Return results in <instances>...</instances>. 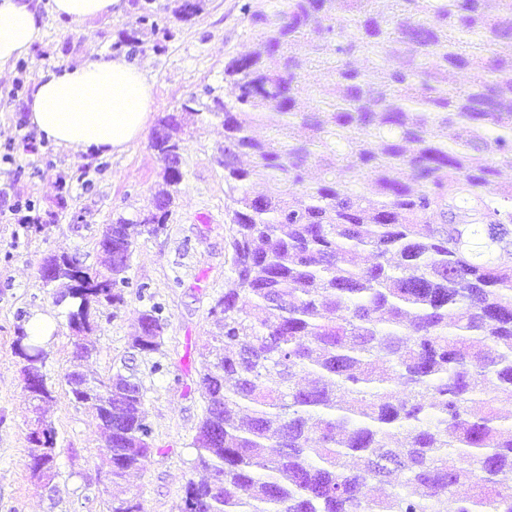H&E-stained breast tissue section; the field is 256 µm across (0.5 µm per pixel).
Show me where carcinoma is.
<instances>
[{
    "instance_id": "obj_1",
    "label": "carcinoma",
    "mask_w": 512,
    "mask_h": 512,
    "mask_svg": "<svg viewBox=\"0 0 512 512\" xmlns=\"http://www.w3.org/2000/svg\"><path fill=\"white\" fill-rule=\"evenodd\" d=\"M178 0L188 21L202 0ZM254 31L231 58L229 103L207 88L158 118L162 157L191 116L221 120L230 193L227 288L200 352L202 416L181 512H512V0H286L243 5ZM143 8L138 24L166 30ZM364 59L366 68L355 65ZM469 74L466 84L448 73ZM302 125L307 137L294 140ZM263 125V139L252 135ZM263 194L241 190L251 177ZM184 173L164 168L150 210L105 225V270L44 258L64 282L76 339L103 303L147 285L127 276L136 238L163 231ZM471 195L490 224H450ZM164 307L131 336L159 351ZM24 335L23 375L46 402L44 347ZM112 423V479L151 454L144 394L120 373L86 380ZM29 469L51 480L55 431L29 438ZM395 487L380 496L369 486ZM471 493L460 497L458 490ZM110 512H143L140 495Z\"/></svg>"
}]
</instances>
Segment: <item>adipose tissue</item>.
Here are the masks:
<instances>
[{
  "mask_svg": "<svg viewBox=\"0 0 512 512\" xmlns=\"http://www.w3.org/2000/svg\"><path fill=\"white\" fill-rule=\"evenodd\" d=\"M58 18L80 22L114 16L122 0H50ZM39 0H0V68L27 55L43 35ZM152 85L144 69L123 56L102 55L77 66L39 71L29 121L56 145L109 154L145 132Z\"/></svg>",
  "mask_w": 512,
  "mask_h": 512,
  "instance_id": "adipose-tissue-1",
  "label": "adipose tissue"
}]
</instances>
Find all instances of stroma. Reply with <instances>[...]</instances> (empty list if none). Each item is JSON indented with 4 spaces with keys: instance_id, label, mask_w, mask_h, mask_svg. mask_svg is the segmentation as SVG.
Listing matches in <instances>:
<instances>
[{
    "instance_id": "obj_1",
    "label": "stroma",
    "mask_w": 512,
    "mask_h": 512,
    "mask_svg": "<svg viewBox=\"0 0 512 512\" xmlns=\"http://www.w3.org/2000/svg\"><path fill=\"white\" fill-rule=\"evenodd\" d=\"M243 2L205 0L201 13L183 22L172 14L174 0H153L171 31L161 53L153 49V33L138 29L132 0H123L120 15L85 22L47 12L41 44L0 69V512H108L112 499L134 493L145 512H180L185 483L196 475L192 441L204 406L199 354L228 268L222 124L215 119L185 131L184 180L174 214L164 232L137 238L128 271L131 288L123 302L101 307L85 338L89 375L132 373L145 396L154 450L144 470L118 486L108 475L105 436L95 418L65 395L63 376L75 352L68 324L72 305L62 289L43 287L40 267L46 256L62 253L82 266L101 267L98 241L105 224L113 214L150 208L164 163L146 136L112 155L60 147L30 125L26 98L41 69L113 53L120 35L134 30L141 46L133 59L153 84L151 119L180 109L207 88L232 99L224 64L246 53L253 41ZM137 283L146 284L144 297H137ZM155 302L164 306L167 325L159 351L146 355L132 348L131 338L140 312ZM40 313L55 320L44 343L45 373L57 396L47 412L57 448L48 482L34 479L28 467L32 415L14 352L19 329ZM157 361L162 371L154 370Z\"/></svg>"
}]
</instances>
